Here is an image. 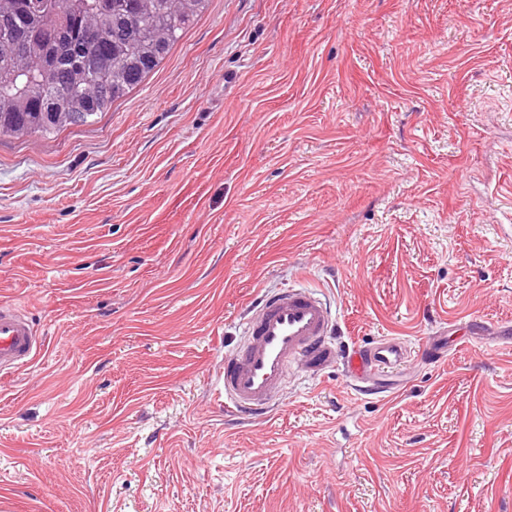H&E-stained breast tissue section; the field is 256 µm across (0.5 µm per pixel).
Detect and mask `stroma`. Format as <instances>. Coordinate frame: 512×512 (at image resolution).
<instances>
[{
    "label": "stroma",
    "instance_id": "obj_1",
    "mask_svg": "<svg viewBox=\"0 0 512 512\" xmlns=\"http://www.w3.org/2000/svg\"><path fill=\"white\" fill-rule=\"evenodd\" d=\"M299 285L338 361L237 419L224 358ZM0 301L43 339L0 512H512V0H210L95 123L0 137ZM405 355V348L398 337H389L370 349H356L348 355L347 371L354 378H363L372 368L394 367Z\"/></svg>",
    "mask_w": 512,
    "mask_h": 512
}]
</instances>
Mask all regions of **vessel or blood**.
Segmentation results:
<instances>
[{
	"mask_svg": "<svg viewBox=\"0 0 512 512\" xmlns=\"http://www.w3.org/2000/svg\"><path fill=\"white\" fill-rule=\"evenodd\" d=\"M247 343L224 359V404L240 415H258L271 409L292 364L321 370L336 355L327 342L332 330L330 310L324 300L304 287L266 296L247 320ZM41 339L27 315L15 305L0 303V374L29 364ZM405 348L389 337L369 349L348 355L347 371L361 378L371 369L400 363Z\"/></svg>",
	"mask_w": 512,
	"mask_h": 512,
	"instance_id": "1",
	"label": "vessel or blood"
}]
</instances>
